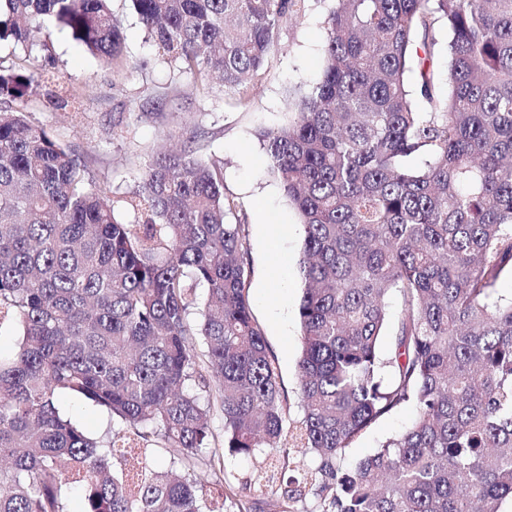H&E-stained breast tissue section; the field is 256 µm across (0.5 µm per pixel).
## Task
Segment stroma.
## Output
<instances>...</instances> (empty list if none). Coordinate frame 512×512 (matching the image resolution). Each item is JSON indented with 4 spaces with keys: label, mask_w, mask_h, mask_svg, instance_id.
Masks as SVG:
<instances>
[{
    "label": "stroma",
    "mask_w": 512,
    "mask_h": 512,
    "mask_svg": "<svg viewBox=\"0 0 512 512\" xmlns=\"http://www.w3.org/2000/svg\"><path fill=\"white\" fill-rule=\"evenodd\" d=\"M331 6V0H310L301 21L283 30L278 49L242 98L225 94L220 85L209 94L199 93L190 76L158 56L128 0H112L125 37L127 69L103 64L68 34L56 32L49 52L55 68L45 94L6 104L74 151L111 199L137 184L144 161L161 146L191 143L200 155L219 161L224 193L235 203L229 220L241 227L250 265L253 315L277 359L293 420L300 416L297 307L303 286L298 268L303 227L278 181L267 173L258 134L286 125L300 95L319 79L323 20ZM55 95L68 98L66 109L54 106ZM414 417V407L405 406L382 418L347 450V462L373 454Z\"/></svg>",
    "instance_id": "stroma-1"
}]
</instances>
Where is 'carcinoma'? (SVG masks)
<instances>
[{
  "instance_id": "1",
  "label": "carcinoma",
  "mask_w": 512,
  "mask_h": 512,
  "mask_svg": "<svg viewBox=\"0 0 512 512\" xmlns=\"http://www.w3.org/2000/svg\"><path fill=\"white\" fill-rule=\"evenodd\" d=\"M110 2L0 0V39L46 50L49 17L125 66ZM130 2L159 55L205 90L218 79L244 97L307 0ZM335 2L319 80L262 135L304 229L290 430L220 165L189 147L160 152L113 207L73 151L0 110V326L22 336L0 357V512H69L74 491L80 512H259L262 487L228 496L224 463L201 456L211 391L224 452L260 464L275 454L286 468L300 448L316 462L281 488L282 505L307 493L319 512L512 505V300L496 296L512 276V0ZM45 79L0 70V97H31ZM61 396L127 431L91 437ZM409 405L407 430L344 464L368 428ZM156 450L175 470L148 466ZM437 39L438 79L436 87L438 92L444 96L448 93V30L446 27L438 31Z\"/></svg>"
}]
</instances>
